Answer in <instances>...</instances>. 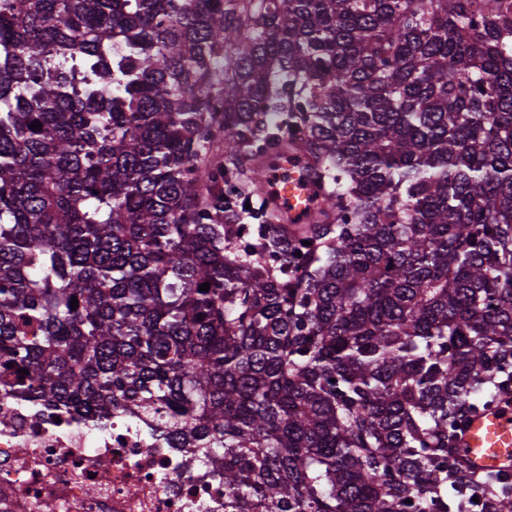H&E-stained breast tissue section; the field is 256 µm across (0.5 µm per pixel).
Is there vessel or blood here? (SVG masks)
<instances>
[{
    "label": "vessel or blood",
    "instance_id": "obj_1",
    "mask_svg": "<svg viewBox=\"0 0 512 512\" xmlns=\"http://www.w3.org/2000/svg\"><path fill=\"white\" fill-rule=\"evenodd\" d=\"M281 195L288 201V214L302 216L311 206L310 185L291 179L284 182ZM458 454L472 470L512 472V397L470 416L461 426Z\"/></svg>",
    "mask_w": 512,
    "mask_h": 512
}]
</instances>
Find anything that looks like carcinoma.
<instances>
[{"label": "carcinoma", "instance_id": "carcinoma-1", "mask_svg": "<svg viewBox=\"0 0 512 512\" xmlns=\"http://www.w3.org/2000/svg\"><path fill=\"white\" fill-rule=\"evenodd\" d=\"M509 392L512 0H0L1 397L224 512H512L455 454ZM300 163L301 161L295 157L288 155L283 156L277 164V169L279 170L271 183V191L278 200L281 196L288 199V215L293 218L302 216L308 208L312 206L311 186L308 185L305 180L301 184L295 179H288V174L290 176L294 172L298 171ZM286 179H288V181L283 183ZM282 183L283 186L281 188Z\"/></svg>", "mask_w": 512, "mask_h": 512}]
</instances>
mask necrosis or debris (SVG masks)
Returning <instances> with one entry per match:
<instances>
[{
  "instance_id": "obj_1",
  "label": "necrosis or debris",
  "mask_w": 512,
  "mask_h": 512,
  "mask_svg": "<svg viewBox=\"0 0 512 512\" xmlns=\"http://www.w3.org/2000/svg\"><path fill=\"white\" fill-rule=\"evenodd\" d=\"M0 512H224V487L186 471L182 453L147 435L148 422L77 428L55 412L0 397Z\"/></svg>"
}]
</instances>
